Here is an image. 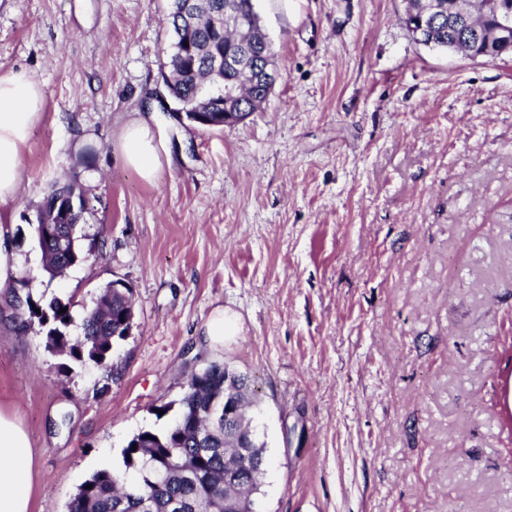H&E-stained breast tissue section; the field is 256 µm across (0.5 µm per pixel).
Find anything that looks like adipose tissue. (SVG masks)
I'll list each match as a JSON object with an SVG mask.
<instances>
[{
    "label": "adipose tissue",
    "mask_w": 512,
    "mask_h": 512,
    "mask_svg": "<svg viewBox=\"0 0 512 512\" xmlns=\"http://www.w3.org/2000/svg\"><path fill=\"white\" fill-rule=\"evenodd\" d=\"M44 118L40 85L28 72H0V202L14 199L23 185L20 158L32 130ZM126 164L153 180L160 163L158 144L148 122L128 123L122 135ZM35 481L34 452L22 423L0 410V512H31Z\"/></svg>",
    "instance_id": "obj_1"
}]
</instances>
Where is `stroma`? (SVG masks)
<instances>
[{
	"instance_id": "stroma-1",
	"label": "stroma",
	"mask_w": 512,
	"mask_h": 512,
	"mask_svg": "<svg viewBox=\"0 0 512 512\" xmlns=\"http://www.w3.org/2000/svg\"><path fill=\"white\" fill-rule=\"evenodd\" d=\"M280 78L241 123L201 128L154 96L168 0H0V71L44 118L0 216L36 295L79 326L121 281L134 327L105 365L65 370L0 288V408L34 451L32 512L123 468L188 377L253 381L268 464L256 512H512L495 393L512 388V60L417 44L406 0H256ZM151 118L170 164L146 181L122 131ZM89 201L87 260L52 279L28 220L51 184ZM236 332L215 351V307ZM234 314H230L224 307L218 306L213 309L205 325V340L211 347H224V336H231L235 333Z\"/></svg>"
}]
</instances>
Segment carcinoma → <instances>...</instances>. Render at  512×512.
<instances>
[{"label": "carcinoma", "instance_id": "cac0c4a2", "mask_svg": "<svg viewBox=\"0 0 512 512\" xmlns=\"http://www.w3.org/2000/svg\"><path fill=\"white\" fill-rule=\"evenodd\" d=\"M222 6L229 4L243 22L251 24L255 11L254 0H214ZM198 50L194 57L186 55L183 41ZM212 36L205 23L197 25L190 35L175 34L168 61L161 66V76L172 82L183 105L201 97L206 85L207 52ZM460 42V50L472 46L486 49V42H462V33L448 26V15L436 25L435 43L445 47L448 42ZM267 89L251 86L244 99V112H253L265 103ZM75 193L70 183H56L49 189L37 213L43 221L59 224L65 221L61 210L54 209L55 200ZM63 244L53 241L42 252L43 269L55 279L75 264L82 248L83 235L77 224L65 227ZM27 316L22 324L38 327L43 333L47 350L54 356L83 364L111 360L114 347L122 339V318L131 305V291L100 294L95 306L82 319V334L70 336L74 323L73 302L58 295L37 298L25 297ZM65 312H60V309ZM224 368L218 362L209 363L203 370L191 374L187 389L179 400L177 420L164 431H141L123 449L125 470L136 473L127 480L126 474L101 471L81 485L68 505V512H219L232 499L237 512H254L250 498L257 489V480L267 464L264 448L254 445L246 449L249 468L232 477L224 474V458L234 456V449L224 447V420L212 419V410L224 404Z\"/></svg>", "mask_w": 512, "mask_h": 512}]
</instances>
